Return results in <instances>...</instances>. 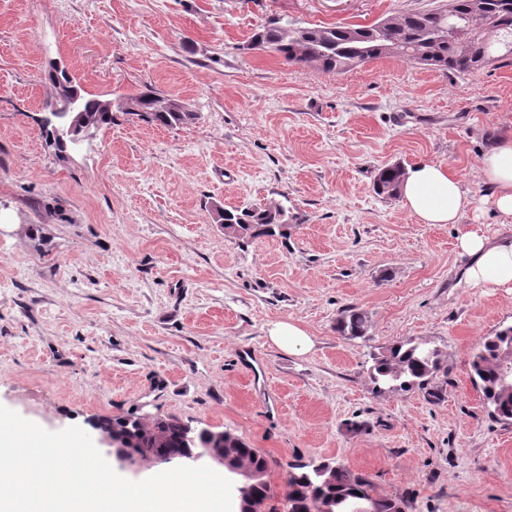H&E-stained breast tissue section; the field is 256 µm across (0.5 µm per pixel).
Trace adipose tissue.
Segmentation results:
<instances>
[{
  "label": "adipose tissue",
  "instance_id": "1",
  "mask_svg": "<svg viewBox=\"0 0 512 512\" xmlns=\"http://www.w3.org/2000/svg\"><path fill=\"white\" fill-rule=\"evenodd\" d=\"M481 172L496 211L512 218V137L493 139L481 159ZM400 194L405 207L424 224L457 223L470 203L456 173L434 162L421 161L409 166ZM458 246L470 259L466 269L470 285L490 283L512 288V238L493 239L473 230L459 237Z\"/></svg>",
  "mask_w": 512,
  "mask_h": 512
}]
</instances>
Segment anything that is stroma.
Listing matches in <instances>:
<instances>
[{"mask_svg": "<svg viewBox=\"0 0 512 512\" xmlns=\"http://www.w3.org/2000/svg\"><path fill=\"white\" fill-rule=\"evenodd\" d=\"M443 0H0V405L49 431L127 414L227 431L270 461L285 512L296 461H338L404 512H512V424L470 380L512 289L467 284V229L512 233L480 172L512 134V60L455 76L394 57L342 74L248 49L271 20L370 25ZM112 100L59 161L47 72ZM151 86L197 112L120 109ZM450 166L473 199L423 224L373 190L381 168ZM286 202L288 239L225 236L224 208ZM365 338L337 334L343 310ZM303 328L301 356L271 324ZM411 338L448 359L445 397L373 393L370 356ZM368 317L355 309L344 310L336 319V332L348 339L363 338L367 334ZM268 336L275 345L290 354H304L311 347L308 334L291 322L274 323L268 330Z\"/></svg>", "mask_w": 512, "mask_h": 512, "instance_id": "obj_1", "label": "stroma"}]
</instances>
